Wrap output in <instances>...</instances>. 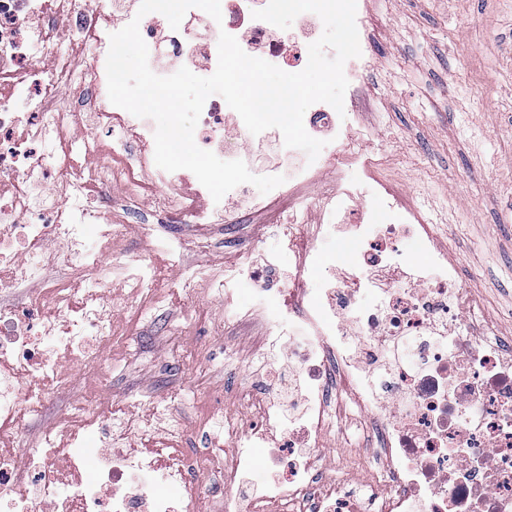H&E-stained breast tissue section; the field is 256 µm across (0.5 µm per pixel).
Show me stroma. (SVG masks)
I'll return each instance as SVG.
<instances>
[{
    "label": "stroma",
    "instance_id": "35a3bbf8",
    "mask_svg": "<svg viewBox=\"0 0 512 512\" xmlns=\"http://www.w3.org/2000/svg\"><path fill=\"white\" fill-rule=\"evenodd\" d=\"M366 6L373 53L351 120L371 132L364 156L420 212L431 246L447 253L484 319L512 336V0H366ZM224 132L252 173L277 164L272 148H257L238 130L234 113H225ZM149 212L144 206L112 220H128L120 246L133 264L149 268L164 306L125 300L127 286L113 278L121 307L104 349L110 366L73 372L66 394L26 422L27 439L49 428L62 433L64 414L91 399L116 416H151L162 438L171 418H179L184 451L209 452L224 438L207 419L219 412L250 422L238 391L266 387L272 373L281 391L274 404L287 411V349L269 348L260 335L298 260L284 248L281 230L258 224L250 238L239 223L196 226L174 260L157 255L164 227L144 223ZM273 255L278 265L270 275L239 281L220 301L180 280L182 260L221 270L244 259L262 266ZM246 311L252 324L236 323ZM280 439L270 431L251 449L253 472L239 488L242 497L281 477L282 468L270 461ZM374 445L359 407L344 399L320 442L324 475L358 486L379 477Z\"/></svg>",
    "mask_w": 512,
    "mask_h": 512
}]
</instances>
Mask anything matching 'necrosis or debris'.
Returning <instances> with one entry per match:
<instances>
[{
    "label": "necrosis or debris",
    "mask_w": 512,
    "mask_h": 512,
    "mask_svg": "<svg viewBox=\"0 0 512 512\" xmlns=\"http://www.w3.org/2000/svg\"><path fill=\"white\" fill-rule=\"evenodd\" d=\"M268 0H224L221 23L198 33L189 26L166 29L161 14L142 19L140 33L151 68L174 73L175 62L205 61L217 67L220 32L246 53L283 69L308 60L309 13L296 19L291 55L268 35L269 25L249 17ZM134 17L127 0H0V294L27 291L25 309L0 307V501L14 512H190L184 495L197 463L182 449L159 445L99 459L86 475L84 432L112 419L95 408L71 417L65 441L46 434L29 452V469L17 465L15 427L38 415L45 394L67 382L68 367L96 364L98 342L111 338L117 309L108 291L113 276L124 278L130 297L146 280L113 242L119 225H103L87 246L92 221L112 214L111 190L124 201L149 200L164 221L182 227L226 224L223 204L209 201L191 176L156 168L144 149L155 126L108 101L106 58L110 36ZM89 44L96 66L86 69L61 46L63 34ZM40 49L41 61L31 52ZM223 98H209L195 129L205 150L224 139ZM311 136L326 146L313 163H301L292 181L270 191L256 211L283 226L289 248L304 251L296 272L267 319L263 339L277 344L293 322L313 340L288 345L304 406L281 414L267 399L243 388L257 425L227 419L225 457L210 458L208 472L226 485L221 512L237 506L230 485L252 469L248 444L282 432L288 459L282 480L249 497L246 512H512V340L502 343L493 324L476 319L477 300L462 288L447 256L430 265L399 261L395 245L422 237L414 212L399 205L387 181L372 186L373 171L361 160L362 142L326 103L304 115ZM102 189L98 208L84 207L89 186ZM341 227L349 250L342 259L316 247L323 229ZM68 264L72 277L54 281L50 272ZM277 265L241 264L221 271L192 264L182 268L185 284H203L215 300L225 286L265 277ZM331 269L323 291L307 284ZM380 289L379 305H360L363 292ZM469 335H460L462 326ZM337 375L376 431L386 477L384 491L359 493L320 478L315 448L326 427L324 387Z\"/></svg>",
    "instance_id": "4bbe7bcc"
}]
</instances>
